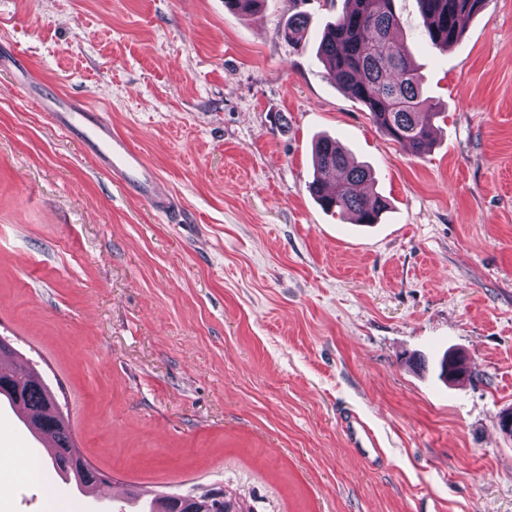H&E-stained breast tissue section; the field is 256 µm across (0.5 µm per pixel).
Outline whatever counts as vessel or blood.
Listing matches in <instances>:
<instances>
[{
    "mask_svg": "<svg viewBox=\"0 0 512 512\" xmlns=\"http://www.w3.org/2000/svg\"><path fill=\"white\" fill-rule=\"evenodd\" d=\"M40 106L60 129L77 135L97 164L113 179L132 185L139 196L152 202L160 213L169 215L174 212L173 195L163 189L143 154L113 129L104 109L63 95L42 100Z\"/></svg>",
    "mask_w": 512,
    "mask_h": 512,
    "instance_id": "vessel-or-blood-1",
    "label": "vessel or blood"
}]
</instances>
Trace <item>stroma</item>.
<instances>
[{
	"mask_svg": "<svg viewBox=\"0 0 512 512\" xmlns=\"http://www.w3.org/2000/svg\"><path fill=\"white\" fill-rule=\"evenodd\" d=\"M346 0H0V337L109 483L225 487L254 512H512V0L448 50L398 36L443 112L423 154L316 57ZM309 17L307 42L281 29ZM107 109L182 203L168 221L15 86ZM339 140L389 207L347 224L308 191ZM461 354L462 380L437 362ZM355 414L376 450L344 428ZM0 512H93L10 412Z\"/></svg>",
	"mask_w": 512,
	"mask_h": 512,
	"instance_id": "1",
	"label": "stroma"
}]
</instances>
